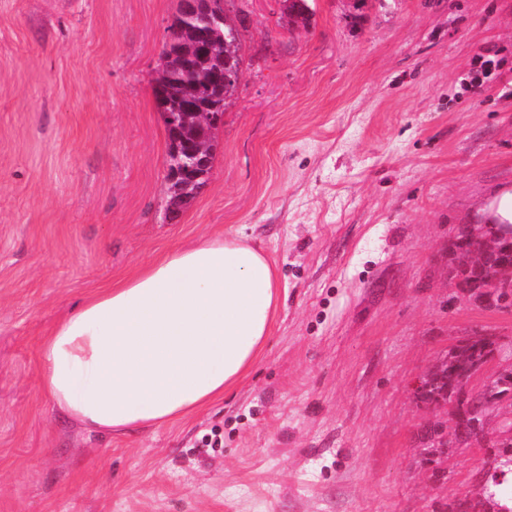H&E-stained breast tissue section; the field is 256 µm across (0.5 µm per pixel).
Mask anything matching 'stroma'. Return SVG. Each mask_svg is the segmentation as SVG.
Here are the masks:
<instances>
[{
    "instance_id": "1",
    "label": "stroma",
    "mask_w": 512,
    "mask_h": 512,
    "mask_svg": "<svg viewBox=\"0 0 512 512\" xmlns=\"http://www.w3.org/2000/svg\"><path fill=\"white\" fill-rule=\"evenodd\" d=\"M180 0H0V512H461L488 452L422 461L412 385L512 309L460 296L448 241L512 184V0H226L242 82L205 184L167 211L153 80ZM499 67L468 88L473 59ZM275 267L260 358L172 425L90 435L41 379L86 297L205 234Z\"/></svg>"
}]
</instances>
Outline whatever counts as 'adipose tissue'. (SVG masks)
<instances>
[{"label": "adipose tissue", "mask_w": 512, "mask_h": 512, "mask_svg": "<svg viewBox=\"0 0 512 512\" xmlns=\"http://www.w3.org/2000/svg\"><path fill=\"white\" fill-rule=\"evenodd\" d=\"M277 302L274 268L252 244L216 235L171 248L44 336V385L90 434L176 423L258 359Z\"/></svg>", "instance_id": "adipose-tissue-1"}]
</instances>
